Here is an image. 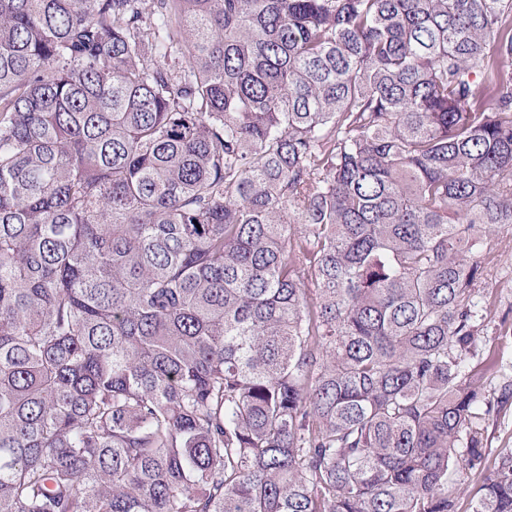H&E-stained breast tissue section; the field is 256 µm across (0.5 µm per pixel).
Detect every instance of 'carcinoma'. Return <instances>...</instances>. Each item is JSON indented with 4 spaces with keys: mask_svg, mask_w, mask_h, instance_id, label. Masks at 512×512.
I'll return each instance as SVG.
<instances>
[{
    "mask_svg": "<svg viewBox=\"0 0 512 512\" xmlns=\"http://www.w3.org/2000/svg\"><path fill=\"white\" fill-rule=\"evenodd\" d=\"M504 57L512 0H0V512H458Z\"/></svg>",
    "mask_w": 512,
    "mask_h": 512,
    "instance_id": "obj_1",
    "label": "carcinoma"
}]
</instances>
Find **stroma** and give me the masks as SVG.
<instances>
[{"label": "stroma", "instance_id": "obj_1", "mask_svg": "<svg viewBox=\"0 0 512 512\" xmlns=\"http://www.w3.org/2000/svg\"><path fill=\"white\" fill-rule=\"evenodd\" d=\"M469 259L479 269L471 296L476 341L461 379L479 393L471 433L479 441L484 470L470 475L458 512H470L484 471L512 449V224L495 225Z\"/></svg>", "mask_w": 512, "mask_h": 512}]
</instances>
